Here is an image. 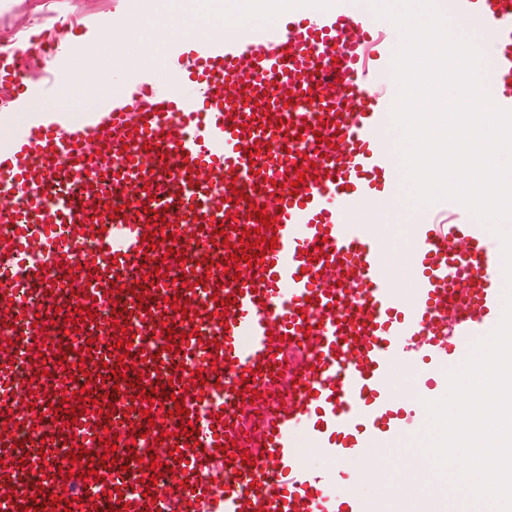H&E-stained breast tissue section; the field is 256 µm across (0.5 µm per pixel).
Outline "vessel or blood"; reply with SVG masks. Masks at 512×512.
<instances>
[{
    "label": "vessel or blood",
    "instance_id": "1",
    "mask_svg": "<svg viewBox=\"0 0 512 512\" xmlns=\"http://www.w3.org/2000/svg\"><path fill=\"white\" fill-rule=\"evenodd\" d=\"M448 14L496 25L492 97L512 109V0H448ZM62 39L51 27L31 48L51 58ZM385 55V20L338 0L186 56L192 95L145 83L0 151V512H363L301 445L391 448L502 314L495 237L460 203L418 214L421 273L401 300L384 240L339 216L402 192L374 80ZM18 61L0 53L11 100L55 85ZM63 167L78 195L57 194ZM242 195L263 210L239 209ZM119 197L133 214L113 216ZM262 235L276 247L255 251ZM403 361L422 367L407 411L388 387ZM85 388L93 404L73 411ZM409 506L450 509L421 491Z\"/></svg>",
    "mask_w": 512,
    "mask_h": 512
}]
</instances>
